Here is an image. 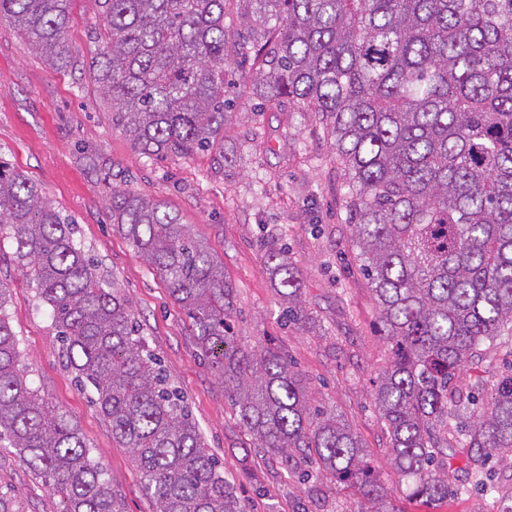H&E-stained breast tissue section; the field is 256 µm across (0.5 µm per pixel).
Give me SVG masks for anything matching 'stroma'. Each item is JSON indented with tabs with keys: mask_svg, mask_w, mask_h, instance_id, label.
Here are the masks:
<instances>
[{
	"mask_svg": "<svg viewBox=\"0 0 512 512\" xmlns=\"http://www.w3.org/2000/svg\"><path fill=\"white\" fill-rule=\"evenodd\" d=\"M100 0H72L65 33L70 63L49 67L10 22L0 21V158L41 187L75 227L77 242L99 260L130 297L150 349L184 398L207 448L224 465L243 512H366L368 503L343 482L326 483L319 498L257 451L199 358L188 319L167 283L112 225V191L160 200L224 262L236 290L232 317L241 345L268 343L286 351L320 404L343 414L363 443L373 478L393 512H497L512 498V462L493 459V491L477 488L422 504L389 463L387 433L373 382L388 352L376 305L350 243L344 178L327 128L312 113L285 102L274 110L248 98L230 73L223 153L190 159H150L112 126L91 80L101 49ZM285 244L303 279L315 320L301 327L279 321L280 301L264 263V246ZM15 244L0 233V282L10 289L4 310L18 335L30 385L78 429L124 512H155L144 478L80 389L60 356L49 307L35 282L11 260ZM0 497L15 512H60L62 505L15 449L0 448Z\"/></svg>",
	"mask_w": 512,
	"mask_h": 512,
	"instance_id": "obj_1",
	"label": "stroma"
}]
</instances>
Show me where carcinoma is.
<instances>
[{
	"label": "carcinoma",
	"instance_id": "cac0c4a2",
	"mask_svg": "<svg viewBox=\"0 0 512 512\" xmlns=\"http://www.w3.org/2000/svg\"><path fill=\"white\" fill-rule=\"evenodd\" d=\"M71 0H0V19L52 68L69 64ZM91 73L112 127L143 154L191 158L224 144L228 67L271 107L325 122L348 187L355 257L390 356L374 381L390 464L425 501L448 469L481 480L512 458V372L464 382L486 343L512 336V0H103ZM236 14L240 29L226 23ZM112 223L185 311L199 355L256 448L307 482L357 487L389 512L348 422L320 405L277 347L244 349L224 262L166 204L112 194ZM37 282L62 353L141 470L156 512H240L224 467L147 349L135 312L72 221L0 161V230ZM287 323L308 313L288 251L267 245ZM0 447L13 448L62 512H122L77 428L45 405L0 315Z\"/></svg>",
	"mask_w": 512,
	"mask_h": 512
}]
</instances>
